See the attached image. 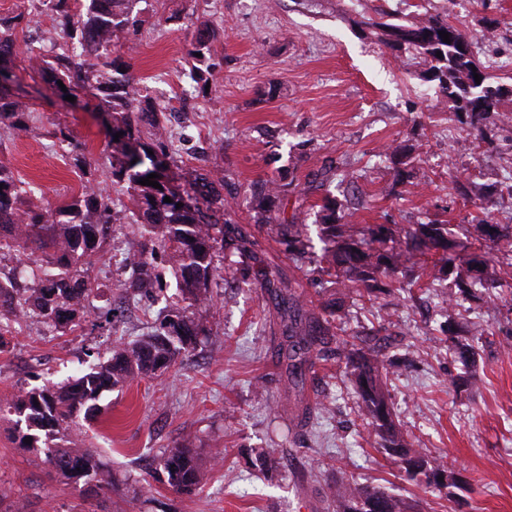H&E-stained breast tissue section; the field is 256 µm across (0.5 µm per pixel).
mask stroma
Returning a JSON list of instances; mask_svg holds the SVG:
<instances>
[{
  "label": "stroma",
  "mask_w": 512,
  "mask_h": 512,
  "mask_svg": "<svg viewBox=\"0 0 512 512\" xmlns=\"http://www.w3.org/2000/svg\"><path fill=\"white\" fill-rule=\"evenodd\" d=\"M132 10L143 24L112 51L110 72L146 84L168 117L169 185L182 192L197 175L223 173L224 232L247 233L253 246L244 256L216 251V266L234 273L216 277L200 311L210 336L163 375L104 393L100 413L80 420L74 437L98 451L112 489L50 477L18 447L12 417L0 411V512H326L340 468L402 495L415 512H512V300L475 303L495 343L470 371L473 392L459 394L448 389L458 366L440 330L441 296L453 282L392 304L390 342L415 361L387 382L401 427L473 485L435 498L367 444L341 367L290 373L284 306L265 283L279 272L307 302L327 203L353 224H466L476 207L453 194L452 177L512 184V0H134ZM385 12L438 13L466 36L506 90L505 120L489 128L498 150L481 152L469 127L452 120L451 103L363 26ZM205 30L212 69L197 84L189 52ZM19 77L15 91L32 114L27 129L0 130V163L41 188L49 209L83 182H99L115 223L88 272L89 317L65 332L30 320L0 339V398L65 381L106 359L113 345L151 333L180 292L160 250L155 297L128 287L121 259L146 239L127 209L126 183L111 176L116 145L101 113L64 100L37 73ZM63 129L71 142L60 141ZM269 182L284 191L260 214L254 195ZM292 218L310 257L299 269L270 230ZM318 401L328 414L301 422L302 408ZM186 440L205 459V475L178 496L153 460ZM264 448L275 455L262 468L256 456Z\"/></svg>",
  "instance_id": "obj_1"
}]
</instances>
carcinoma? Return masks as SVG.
<instances>
[{"mask_svg": "<svg viewBox=\"0 0 512 512\" xmlns=\"http://www.w3.org/2000/svg\"><path fill=\"white\" fill-rule=\"evenodd\" d=\"M129 0H89L87 11L81 13L71 6V0H52L56 25L53 32L60 40V52L52 60H31L41 78L62 81L65 88L75 87L90 92L96 107L112 114V133H123L120 155L111 163L112 176L128 184V192L144 232L167 251L168 262L180 273L182 300L176 302L154 332L132 343L112 348L111 356L82 375L64 383H47L23 390L6 400L13 419L14 440L19 447L34 449L44 455L56 478L77 483L94 482L101 490L112 487L109 472L102 467L97 455L89 448L65 440L80 416L99 410L103 393L122 386L138 377H153L172 364L176 354L192 350L206 326L196 319L192 307L210 300L209 288L217 272L214 248L217 238L211 217L185 207L176 208L180 199L163 190L139 184L151 173L162 175L171 159L166 151L169 140L165 122L150 104L134 103L130 92L118 90V84L129 85L130 77L114 79L105 70L106 63L97 58L108 53L123 33L142 24L132 14ZM32 19L19 12L0 17V72L12 70L20 53L18 27L30 25ZM373 29L380 41L396 52L404 64L423 66V78L435 84L436 92L453 104L457 121L468 125L485 151L494 149L486 130L501 119L499 104L502 86L492 82L486 67L470 51L459 49L465 40L462 32L438 16L415 17L402 23L390 20L363 22ZM450 34L451 43L439 35ZM208 46L197 41L190 56L197 62L190 72L192 80L201 74L203 56ZM442 53L437 57L436 53ZM481 82H475L474 75ZM30 108L21 98H12L8 86L0 85V126L20 129ZM148 127L149 139L157 151L148 153L140 142L141 128ZM462 195L477 200V215L471 225L460 224L464 232L474 229L477 250L495 251L497 260L490 263L478 259L466 246H458L448 225L435 220L427 224H364L351 233L347 214L336 206L326 205L321 240L323 253L317 266L316 285L343 288L359 300L376 299L380 291L388 296L413 294L422 282L450 276L457 290L445 299L448 318L459 307L458 295L475 291L501 294L512 286V225L495 224L489 203L498 188L483 184L456 181ZM224 178L209 174L195 178V192L211 204L224 205L220 188ZM39 188L18 185L12 171L0 164V253L5 250L34 246L27 257L31 270L29 284L20 286L14 277L8 283L0 281V335L11 324L37 317L56 329L66 330L75 320L88 315L87 268L102 252L112 233V200L95 185L84 183L78 197L48 212L40 205ZM29 197V205L18 207L20 196ZM171 202H164L165 197ZM399 242L398 250L384 249L388 242ZM49 248L51 258L41 259L35 252ZM132 271L129 287L139 294H150L160 283L153 257L142 250L127 257ZM282 300L289 303L286 338L291 351L297 354V365L315 367L319 363L344 364L345 376L353 385L358 412L365 422L367 443L398 459L407 480L434 493L448 485L433 476L446 472L443 458L432 457L409 443L396 421L386 391L390 369L409 366L404 355L387 352L382 345L386 329L385 317L378 326L365 328L353 336L332 333L333 322L347 317L342 302L329 313L323 323L310 325L299 310L290 304L291 288L279 283ZM483 331L474 337L450 339L448 352L467 370L479 355ZM31 443H25V440ZM156 471L176 494L190 493L201 481L202 461L196 449L184 442L158 457ZM336 512H367L364 505L375 504L372 512H409L404 498L377 487L351 482L336 476L330 497Z\"/></svg>", "mask_w": 512, "mask_h": 512, "instance_id": "carcinoma-1", "label": "carcinoma"}]
</instances>
